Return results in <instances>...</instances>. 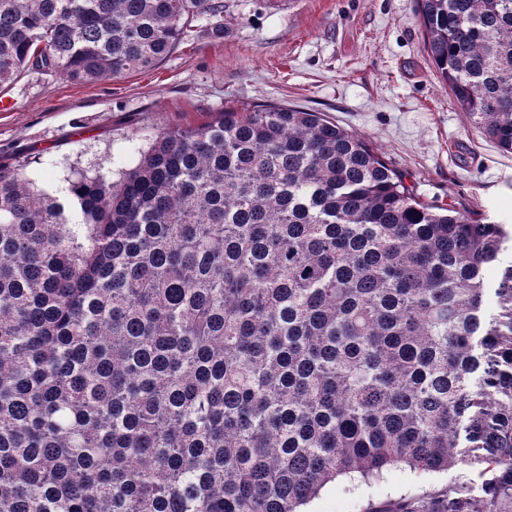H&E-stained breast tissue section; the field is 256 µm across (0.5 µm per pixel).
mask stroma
I'll return each mask as SVG.
<instances>
[{
  "mask_svg": "<svg viewBox=\"0 0 512 512\" xmlns=\"http://www.w3.org/2000/svg\"><path fill=\"white\" fill-rule=\"evenodd\" d=\"M0 97L14 103L0 112V163H25L34 187L59 197L76 169L119 181L162 129L277 103L362 136L421 201L512 231V153L443 89L413 0H224L222 28L196 19L153 70L86 84L32 72ZM477 471L397 464L369 481L340 476L305 512H401Z\"/></svg>",
  "mask_w": 512,
  "mask_h": 512,
  "instance_id": "obj_1",
  "label": "stroma"
}]
</instances>
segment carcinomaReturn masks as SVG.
Here are the masks:
<instances>
[{"label": "carcinoma", "instance_id": "obj_1", "mask_svg": "<svg viewBox=\"0 0 512 512\" xmlns=\"http://www.w3.org/2000/svg\"><path fill=\"white\" fill-rule=\"evenodd\" d=\"M223 14L0 0V87L145 71ZM415 15L458 109L512 153V0ZM24 169L0 164V512H303L400 463L482 466L409 512H512L502 225L281 105L167 128L117 186L77 171L59 199Z\"/></svg>", "mask_w": 512, "mask_h": 512}]
</instances>
